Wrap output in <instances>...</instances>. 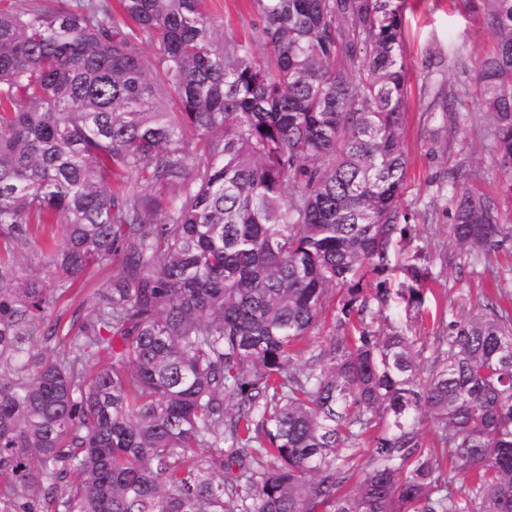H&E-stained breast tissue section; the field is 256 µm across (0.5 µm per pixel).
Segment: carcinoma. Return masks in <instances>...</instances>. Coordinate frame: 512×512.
<instances>
[{
	"label": "carcinoma",
	"mask_w": 512,
	"mask_h": 512,
	"mask_svg": "<svg viewBox=\"0 0 512 512\" xmlns=\"http://www.w3.org/2000/svg\"><path fill=\"white\" fill-rule=\"evenodd\" d=\"M251 2L243 38L204 0L0 6V512H512V312L426 357L385 314L436 282L430 252L395 260L422 235L407 0ZM484 13L472 83L511 194L512 0ZM453 201L452 244L490 264L499 198ZM37 236L44 276L17 251ZM109 263L73 356L36 350L54 294ZM330 310L342 334L295 367ZM363 439L355 481L336 449Z\"/></svg>",
	"instance_id": "obj_1"
}]
</instances>
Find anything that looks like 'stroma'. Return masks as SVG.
I'll list each match as a JSON object with an SVG mask.
<instances>
[{
	"mask_svg": "<svg viewBox=\"0 0 512 512\" xmlns=\"http://www.w3.org/2000/svg\"><path fill=\"white\" fill-rule=\"evenodd\" d=\"M206 6L225 30L238 36L249 32L253 18L250 0H207ZM403 33L408 70L403 142L408 168L400 205L414 214L416 225H428L427 247L434 252L449 242L453 195L474 186L495 190L501 186L488 121L469 79L494 42L485 22L483 0H408ZM430 59L440 63L434 79L426 68ZM442 87L462 100L459 119L449 118L435 105L434 96ZM112 272L109 264L93 269L79 291L52 302L50 317L66 322L77 309L91 314L95 294ZM495 275L512 294V263L503 261L488 270L483 261L465 256L459 265L450 266L427 294L425 305L431 318H417L398 299L392 310L425 355H432L440 332L433 316H471L485 305L499 304L498 295L488 287Z\"/></svg>",
	"mask_w": 512,
	"mask_h": 512,
	"instance_id": "obj_1",
	"label": "stroma"
}]
</instances>
